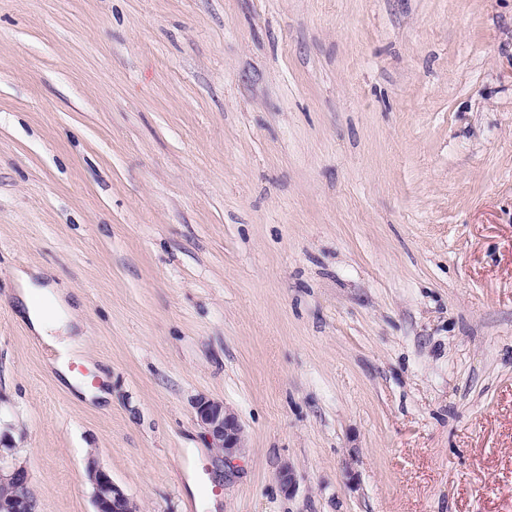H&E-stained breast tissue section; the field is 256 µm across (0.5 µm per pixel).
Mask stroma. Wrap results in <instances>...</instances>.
Wrapping results in <instances>:
<instances>
[{"label": "stroma", "instance_id": "stroma-1", "mask_svg": "<svg viewBox=\"0 0 512 512\" xmlns=\"http://www.w3.org/2000/svg\"><path fill=\"white\" fill-rule=\"evenodd\" d=\"M0 448L38 512L91 453L141 512H512V0H0ZM14 276L16 295L21 302L18 316L33 334L56 351L53 368L86 400L107 399L109 394L105 386L91 385L76 370L70 368L71 363L82 364L94 371L101 383L107 381L104 373L84 356V336L71 335L73 324L78 322L79 311L72 305L76 303L69 296L67 288L58 285L49 274L37 268L17 270ZM57 332L63 335H55ZM196 413L212 447L224 454L226 463L247 448V434L238 416L224 402L200 398L196 403Z\"/></svg>", "mask_w": 512, "mask_h": 512}]
</instances>
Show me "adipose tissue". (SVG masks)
I'll list each match as a JSON object with an SVG mask.
<instances>
[{
  "instance_id": "obj_1",
  "label": "adipose tissue",
  "mask_w": 512,
  "mask_h": 512,
  "mask_svg": "<svg viewBox=\"0 0 512 512\" xmlns=\"http://www.w3.org/2000/svg\"><path fill=\"white\" fill-rule=\"evenodd\" d=\"M15 281L20 317L33 334L56 351L53 367L60 377L86 400L107 398L105 386L91 385L76 370L77 365L86 364L87 359L83 336L72 332L79 311L68 290L36 268L16 271Z\"/></svg>"
}]
</instances>
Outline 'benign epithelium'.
<instances>
[{
  "mask_svg": "<svg viewBox=\"0 0 512 512\" xmlns=\"http://www.w3.org/2000/svg\"><path fill=\"white\" fill-rule=\"evenodd\" d=\"M196 413L212 447L224 454L225 462H231L247 448V434L238 416L224 402L201 398L196 403ZM86 474L94 488L95 512H107L109 506L112 512H140L139 504L113 481L92 453L87 457ZM276 478L284 493L295 492L297 475L291 464H282ZM1 486L9 487L11 493L0 496V512H37L36 498L28 493L29 474L25 466H0Z\"/></svg>",
  "mask_w": 512,
  "mask_h": 512,
  "instance_id": "obj_1",
  "label": "benign epithelium"
}]
</instances>
